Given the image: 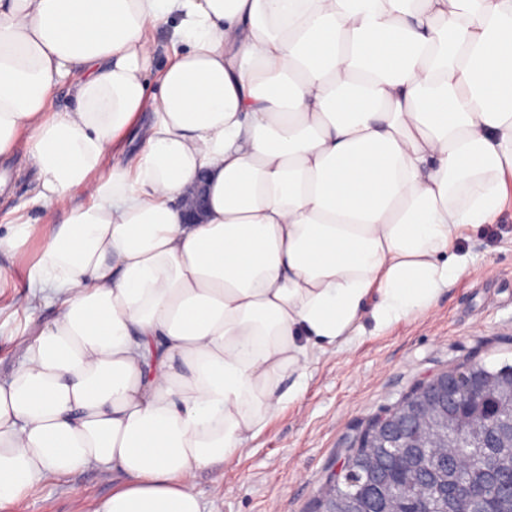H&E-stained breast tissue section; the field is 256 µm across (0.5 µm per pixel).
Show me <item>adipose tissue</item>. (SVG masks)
Listing matches in <instances>:
<instances>
[{"instance_id":"adipose-tissue-1","label":"adipose tissue","mask_w":512,"mask_h":512,"mask_svg":"<svg viewBox=\"0 0 512 512\" xmlns=\"http://www.w3.org/2000/svg\"><path fill=\"white\" fill-rule=\"evenodd\" d=\"M21 139L64 218L0 237H41L30 300L57 301L0 379V502L97 469L120 483L92 512H202L197 472L315 351L430 309L496 222L512 0H0V155ZM173 29V23L163 24L157 28H151L149 35L156 42V56L154 59V71L150 75V80L154 83L159 75V70L164 67L171 54L170 37Z\"/></svg>"}]
</instances>
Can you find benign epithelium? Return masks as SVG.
I'll return each instance as SVG.
<instances>
[{
	"label": "benign epithelium",
	"instance_id": "7a95c632",
	"mask_svg": "<svg viewBox=\"0 0 512 512\" xmlns=\"http://www.w3.org/2000/svg\"><path fill=\"white\" fill-rule=\"evenodd\" d=\"M471 366L438 374L420 383L392 408L372 418L361 437L368 448H390L389 462H398L415 475L418 492L434 489L433 477L461 456L463 446L495 448L496 433L486 426L478 406L487 387L472 382ZM467 393L476 409L460 415L455 397ZM348 461L326 481L316 497L314 512H336V484L347 475ZM441 495L457 497L464 508L460 512H488L482 505V492L469 487L448 489ZM398 491L384 469L367 474L361 499V512H397Z\"/></svg>",
	"mask_w": 512,
	"mask_h": 512
}]
</instances>
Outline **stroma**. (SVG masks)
<instances>
[{"instance_id": "35a3bbf8", "label": "stroma", "mask_w": 512, "mask_h": 512, "mask_svg": "<svg viewBox=\"0 0 512 512\" xmlns=\"http://www.w3.org/2000/svg\"><path fill=\"white\" fill-rule=\"evenodd\" d=\"M35 176L23 152L0 157V215L18 208L41 224L61 211L33 203ZM499 221L466 229L453 252L468 269L428 311L381 331L366 330L316 353L300 398L274 413L230 464L200 471L193 490L204 512H313L320 487L373 417L395 406L429 376L479 361L512 364V181ZM42 241L30 238L0 255L11 287L0 290V378L15 367L22 340L54 314L28 302V267ZM81 498H74L71 487ZM111 476L87 471L33 487L0 503V512H87L115 489Z\"/></svg>"}]
</instances>
